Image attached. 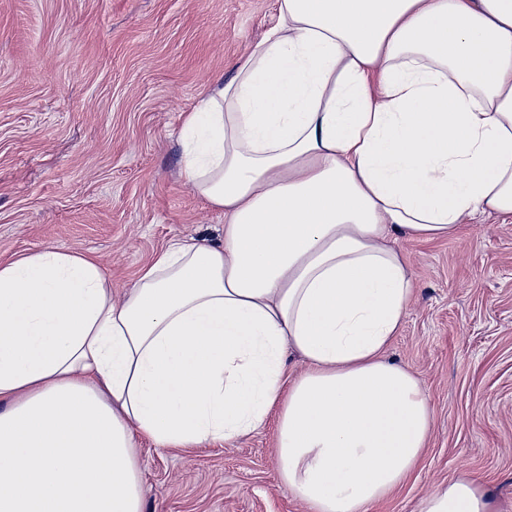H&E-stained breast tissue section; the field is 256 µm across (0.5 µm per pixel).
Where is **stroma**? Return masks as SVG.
<instances>
[{"instance_id":"35a3bbf8","label":"stroma","mask_w":512,"mask_h":512,"mask_svg":"<svg viewBox=\"0 0 512 512\" xmlns=\"http://www.w3.org/2000/svg\"><path fill=\"white\" fill-rule=\"evenodd\" d=\"M276 16L277 0H0V262L82 253L119 296L170 240L223 245V211L182 177L180 128ZM393 245L415 292L387 354L419 376L434 423L374 512H416L463 472L512 512V219ZM278 421L191 448L139 439L143 512H306L279 479Z\"/></svg>"}]
</instances>
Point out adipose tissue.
Returning <instances> with one entry per match:
<instances>
[{
	"label": "adipose tissue",
	"mask_w": 512,
	"mask_h": 512,
	"mask_svg": "<svg viewBox=\"0 0 512 512\" xmlns=\"http://www.w3.org/2000/svg\"><path fill=\"white\" fill-rule=\"evenodd\" d=\"M180 138L223 246L169 244L118 301L71 251L0 264V512H143L137 438L230 442L275 407L289 491L371 512L433 426L386 356L414 288L388 240L512 216V0H278ZM418 512L496 506L462 475Z\"/></svg>",
	"instance_id": "obj_1"
}]
</instances>
